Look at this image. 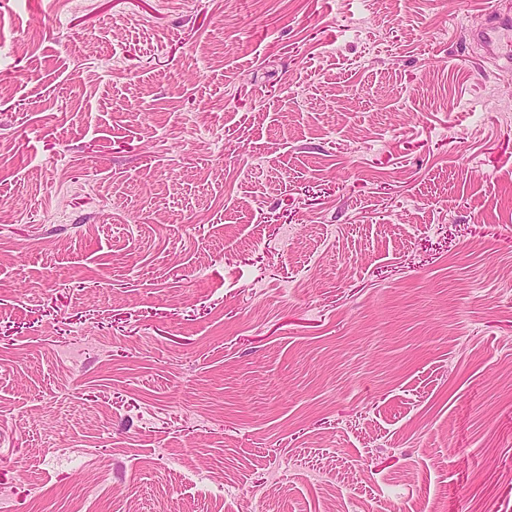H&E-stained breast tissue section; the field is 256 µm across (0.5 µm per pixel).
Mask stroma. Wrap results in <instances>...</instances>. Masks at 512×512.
<instances>
[{
    "mask_svg": "<svg viewBox=\"0 0 512 512\" xmlns=\"http://www.w3.org/2000/svg\"><path fill=\"white\" fill-rule=\"evenodd\" d=\"M512 0H6L0 512H512ZM471 34L496 61L512 65V13L492 9L487 25L472 30Z\"/></svg>",
    "mask_w": 512,
    "mask_h": 512,
    "instance_id": "1",
    "label": "stroma"
}]
</instances>
